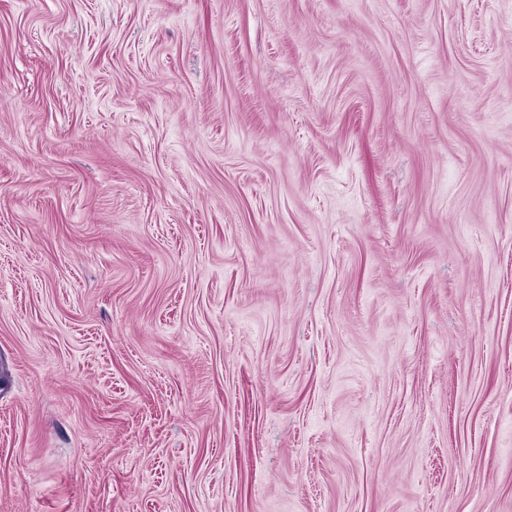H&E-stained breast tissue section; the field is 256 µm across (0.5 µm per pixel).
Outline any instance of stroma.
I'll list each match as a JSON object with an SVG mask.
<instances>
[{
  "mask_svg": "<svg viewBox=\"0 0 512 512\" xmlns=\"http://www.w3.org/2000/svg\"><path fill=\"white\" fill-rule=\"evenodd\" d=\"M0 512H512V0H0Z\"/></svg>",
  "mask_w": 512,
  "mask_h": 512,
  "instance_id": "stroma-1",
  "label": "stroma"
}]
</instances>
